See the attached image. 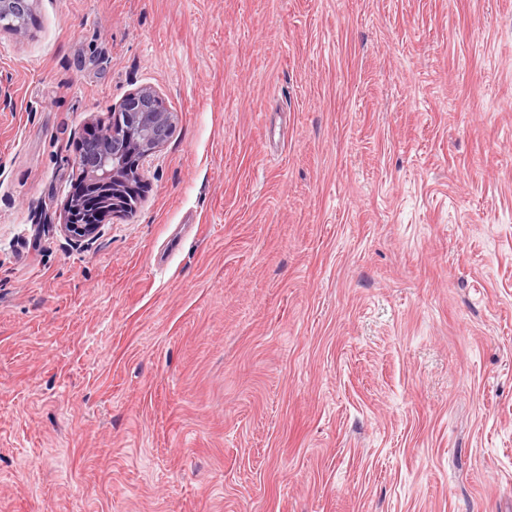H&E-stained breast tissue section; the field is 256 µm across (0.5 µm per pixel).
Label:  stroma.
I'll use <instances>...</instances> for the list:
<instances>
[{
	"mask_svg": "<svg viewBox=\"0 0 512 512\" xmlns=\"http://www.w3.org/2000/svg\"><path fill=\"white\" fill-rule=\"evenodd\" d=\"M175 113L135 211L82 138ZM0 512H512V0H36L0 32ZM170 112L156 92L138 88L112 113V122L100 126L80 156L81 193L67 200L60 230L74 242L92 240L101 224H80L77 216L92 206L105 221L136 208L142 165L170 139L175 127Z\"/></svg>",
	"mask_w": 512,
	"mask_h": 512,
	"instance_id": "1",
	"label": "stroma"
}]
</instances>
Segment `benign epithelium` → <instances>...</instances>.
<instances>
[{"label": "benign epithelium", "mask_w": 512, "mask_h": 512, "mask_svg": "<svg viewBox=\"0 0 512 512\" xmlns=\"http://www.w3.org/2000/svg\"><path fill=\"white\" fill-rule=\"evenodd\" d=\"M35 0H0V32L22 33ZM175 113L150 88L131 92L112 113V122L98 128L80 156L81 193L67 200L60 230L74 242L92 240L100 225L82 224L77 213L88 205L100 218L136 208L142 165L170 139Z\"/></svg>", "instance_id": "1"}]
</instances>
